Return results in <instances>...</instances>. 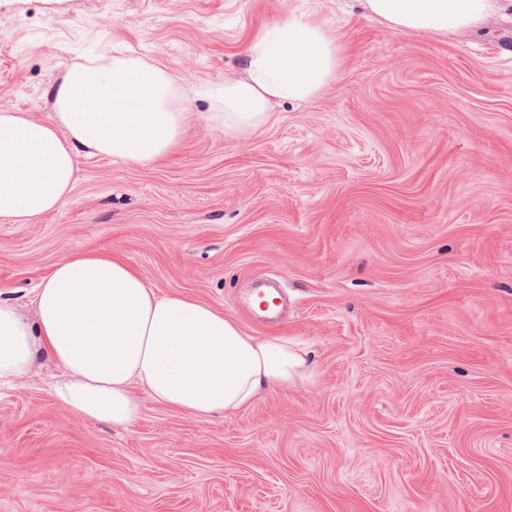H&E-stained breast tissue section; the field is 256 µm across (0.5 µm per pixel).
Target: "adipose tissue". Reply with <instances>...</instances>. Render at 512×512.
<instances>
[{
  "mask_svg": "<svg viewBox=\"0 0 512 512\" xmlns=\"http://www.w3.org/2000/svg\"><path fill=\"white\" fill-rule=\"evenodd\" d=\"M367 18L401 32L480 29L512 0H360ZM344 61L338 35L315 17L289 14L245 49L242 74L201 87L219 127L249 133L275 103L318 97ZM48 119L0 112V219L58 209L76 180L79 152L150 165L177 145L188 114L182 79L139 58L71 67L52 91ZM62 371L56 403L75 415L126 426L138 392L200 418L239 411L265 391L304 378L308 352L281 337L246 333L199 300L158 296L123 259L82 254L55 265L33 316L0 300V383L38 360Z\"/></svg>",
  "mask_w": 512,
  "mask_h": 512,
  "instance_id": "adipose-tissue-1",
  "label": "adipose tissue"
}]
</instances>
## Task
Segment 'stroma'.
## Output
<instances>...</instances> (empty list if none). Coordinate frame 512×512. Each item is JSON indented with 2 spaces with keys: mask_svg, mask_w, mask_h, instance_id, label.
I'll return each mask as SVG.
<instances>
[{
  "mask_svg": "<svg viewBox=\"0 0 512 512\" xmlns=\"http://www.w3.org/2000/svg\"><path fill=\"white\" fill-rule=\"evenodd\" d=\"M290 13L338 29L334 83L241 137L189 96L146 167L79 154L59 209L0 221V299L32 314L57 263L103 252L306 349L307 379L207 419L145 395L112 428L58 406L41 362L0 385V512H512V9L445 36L356 0H0V111L47 118L101 57L223 82Z\"/></svg>",
  "mask_w": 512,
  "mask_h": 512,
  "instance_id": "35a3bbf8",
  "label": "stroma"
}]
</instances>
